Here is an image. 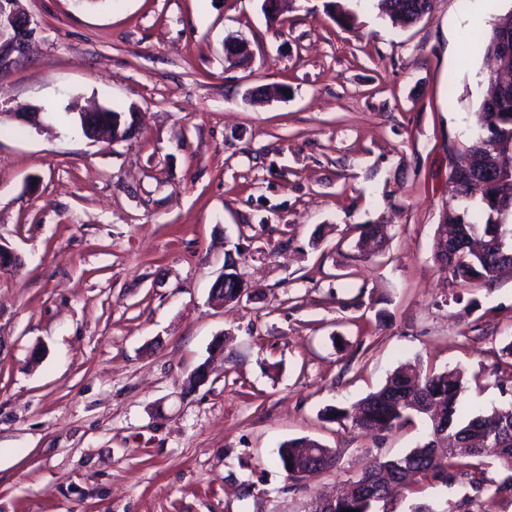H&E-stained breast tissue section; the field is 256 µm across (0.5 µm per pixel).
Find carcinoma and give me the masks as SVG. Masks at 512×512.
I'll list each match as a JSON object with an SVG mask.
<instances>
[{
  "mask_svg": "<svg viewBox=\"0 0 512 512\" xmlns=\"http://www.w3.org/2000/svg\"><path fill=\"white\" fill-rule=\"evenodd\" d=\"M378 5L394 26L402 28L430 14L433 0H378ZM476 43L486 55L511 69L512 11L498 18L491 33ZM481 116L485 129L460 152L472 160L479 177L493 183L477 193L468 182L458 181L455 197L463 201V206L446 214L445 223L437 226V233L448 240L467 238L465 248L448 257L444 269L451 281L462 286L489 284L502 267L512 264V238L505 236L496 243L487 237L488 226L499 223L498 198L509 188L512 178L503 158V144L512 140V84L485 78ZM463 391L464 378L458 371L417 374L402 367L352 409H327L329 419L375 437L405 425L415 416L429 421L422 444L401 456L375 460L356 480V486L348 487L336 499L335 512H387L379 510L380 504L387 502L392 491L407 488L417 477L446 483L459 477L470 488L491 490L495 495L512 489V482L492 486L486 476L491 462L512 470V405L470 415L460 404ZM305 442L301 438L280 445L284 470L293 471L304 458L301 448Z\"/></svg>",
  "mask_w": 512,
  "mask_h": 512,
  "instance_id": "1",
  "label": "carcinoma"
}]
</instances>
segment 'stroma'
<instances>
[{"instance_id":"stroma-1","label":"stroma","mask_w":512,"mask_h":512,"mask_svg":"<svg viewBox=\"0 0 512 512\" xmlns=\"http://www.w3.org/2000/svg\"><path fill=\"white\" fill-rule=\"evenodd\" d=\"M19 0L33 32L0 70V512H304L423 421L377 440L326 421L423 361L477 414L512 404V272L463 288L434 261L448 148L478 134L468 34L512 0H435L399 28L374 0ZM248 41L230 65L224 41ZM258 85L287 94L252 105ZM136 112L130 139L70 130V104ZM40 113L42 128L22 120ZM360 224H383L373 254ZM246 290L217 307L226 256ZM224 357L209 361L215 343ZM209 363L207 382L187 385ZM308 437L333 470L290 484ZM422 481L388 512H470ZM306 440L316 441L314 439L301 438L296 440H290L283 443L279 447V459L283 469L287 472L288 477H292L293 468L296 463H299L304 455L301 452V448H305V454L310 451L311 448L305 447Z\"/></svg>"}]
</instances>
